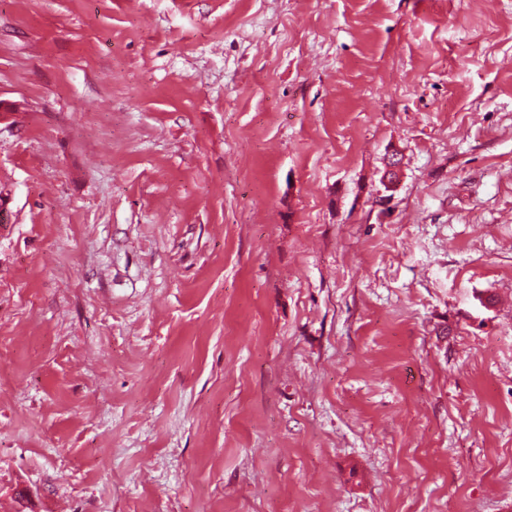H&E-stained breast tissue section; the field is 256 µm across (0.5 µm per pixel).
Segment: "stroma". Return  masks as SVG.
<instances>
[{
    "mask_svg": "<svg viewBox=\"0 0 512 512\" xmlns=\"http://www.w3.org/2000/svg\"><path fill=\"white\" fill-rule=\"evenodd\" d=\"M0 106V512H512V0H0Z\"/></svg>",
    "mask_w": 512,
    "mask_h": 512,
    "instance_id": "stroma-1",
    "label": "stroma"
}]
</instances>
